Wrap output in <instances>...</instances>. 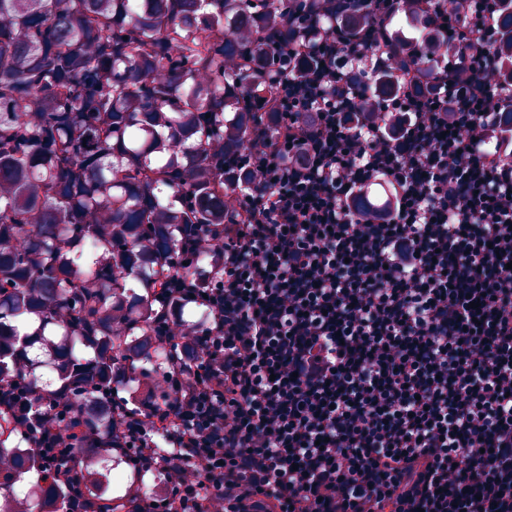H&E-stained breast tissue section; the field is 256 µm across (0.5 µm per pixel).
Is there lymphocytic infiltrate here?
<instances>
[{
	"label": "lymphocytic infiltrate",
	"mask_w": 512,
	"mask_h": 512,
	"mask_svg": "<svg viewBox=\"0 0 512 512\" xmlns=\"http://www.w3.org/2000/svg\"><path fill=\"white\" fill-rule=\"evenodd\" d=\"M306 2L275 21L274 84L238 104L273 129L224 155L246 189L223 223L183 233L223 245L214 284L152 286L207 313L191 339L152 315L174 347L170 402L132 414L96 389L114 423L101 448L166 475L127 512H512V146L475 138L512 105L486 76L512 45L492 6L452 17L448 0H412L458 49L431 64L387 37L403 0H331L363 13L365 43L322 35ZM385 65L402 95L360 111ZM375 180L394 190L382 212L362 204ZM16 391L0 385V418L67 486L63 512H97L58 427Z\"/></svg>",
	"instance_id": "f902f5d3"
}]
</instances>
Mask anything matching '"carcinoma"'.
I'll return each instance as SVG.
<instances>
[{
    "instance_id": "cac0c4a2",
    "label": "carcinoma",
    "mask_w": 512,
    "mask_h": 512,
    "mask_svg": "<svg viewBox=\"0 0 512 512\" xmlns=\"http://www.w3.org/2000/svg\"><path fill=\"white\" fill-rule=\"evenodd\" d=\"M499 37L512 40V0H497ZM267 21L264 0H0V381L35 377L49 357L55 400L73 402L77 423L98 436L110 425L81 396L104 385L140 407L168 394L169 359L146 328L148 308H165L178 331H197L199 315L179 301L151 302L154 256L181 252L183 225L221 224L224 128L250 146V117L233 103L250 73L273 75L270 48L252 46ZM329 33L365 40L355 19ZM393 39L432 63L452 49L427 21L403 14ZM373 99L398 86L375 71ZM392 191L368 187L370 210ZM211 246L187 259L210 282ZM90 337L85 343L81 337ZM87 492L117 501L113 454L81 442ZM21 437L0 438V505L5 512L62 507L68 491L41 474Z\"/></svg>"
}]
</instances>
